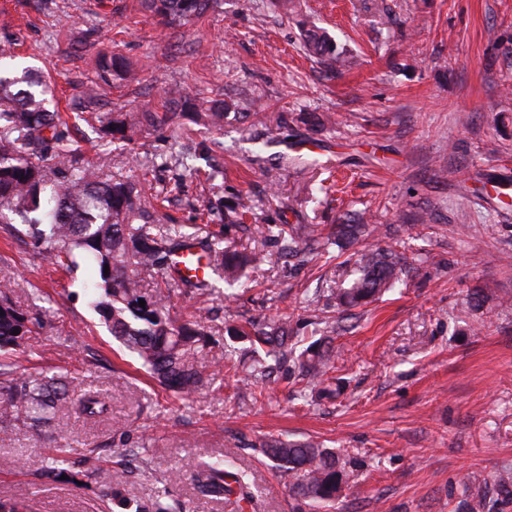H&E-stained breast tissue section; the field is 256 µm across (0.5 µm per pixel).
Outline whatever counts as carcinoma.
<instances>
[{
  "label": "carcinoma",
  "instance_id": "obj_1",
  "mask_svg": "<svg viewBox=\"0 0 512 512\" xmlns=\"http://www.w3.org/2000/svg\"><path fill=\"white\" fill-rule=\"evenodd\" d=\"M218 0H141L142 8L168 23H185L203 15ZM307 42L321 58L333 57L334 49L325 36L307 31ZM99 76L126 71L117 56L98 61ZM53 88L37 74H0V224H19L21 233L35 244L45 246L44 259L52 266L74 269L76 255L91 258L97 265L99 293L94 300L112 336L136 354L153 378L179 396H192L213 380L214 374L199 354L209 345L203 326L197 321L182 322L172 314L170 290L142 286L146 277L163 275L188 288L206 289V280L192 282L177 275L172 266L175 252L185 247L197 249L209 270L224 280V298L237 296L249 269L261 257L255 251L224 245L222 232L204 238L176 233L165 224H156L136 207L135 187L125 182L101 179L95 171L81 166L71 148L70 127L59 112L50 109ZM229 104L217 102L204 113V120L215 128L224 126ZM175 112H108L96 116L101 131L114 140L127 142L136 130L172 123ZM62 159L55 179L47 178L40 164L48 154ZM271 237L280 244L283 255L300 262L321 248L313 224H273ZM371 231L366 224H339L336 236L350 244L361 243L357 260L358 276L346 287L336 289V300L346 308H356L401 280L403 257L381 250L365 240ZM145 306H139V300ZM33 325L30 312L0 296V427H28L36 433L59 430L58 412L71 409L89 419L106 415L111 406L104 396L84 390L58 375L20 369L13 353L25 345ZM18 334H13V331ZM237 334L251 337L253 360L250 377L266 375L265 358L288 348V323L267 319L248 322ZM331 347L315 344L301 353L300 373L331 392L325 375L334 367ZM262 453L288 473L289 493L300 506L326 508L349 488L348 468L352 461L334 449L309 440L272 439ZM76 462L65 448H57L42 477L59 480L65 475L76 481ZM127 470L113 469L112 500L123 504L120 487ZM191 476L200 494L222 498L234 491L249 500L250 483L229 459L196 464ZM512 506V476L494 480L493 489H479L464 500V512H505Z\"/></svg>",
  "mask_w": 512,
  "mask_h": 512
}]
</instances>
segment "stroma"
<instances>
[{
  "label": "stroma",
  "mask_w": 512,
  "mask_h": 512,
  "mask_svg": "<svg viewBox=\"0 0 512 512\" xmlns=\"http://www.w3.org/2000/svg\"><path fill=\"white\" fill-rule=\"evenodd\" d=\"M307 25L353 66L332 72L310 56ZM0 45L13 49L0 68L50 78L79 127L73 149L105 179L134 184L158 223L197 229L211 201L243 198L252 232L228 239L265 257L238 300L225 301L215 276L203 295L173 288L177 314L200 317L216 342L214 382L183 400L104 327L91 305V261L54 269L0 224V283L22 308L39 299L48 310L21 368L74 377L112 406L96 420L66 415L43 440L0 428V498L33 512H136L160 496L173 512H293L287 478L259 452L288 435L355 460L336 512H459L472 477L490 484L512 471V0H298L288 15L272 0H220L184 25L161 22L139 0H0ZM112 54L135 64L137 80L99 82L97 63ZM91 84L98 102L84 110ZM175 87L235 100L251 118L226 120L219 134L185 116L129 144L88 123L121 108L162 111ZM301 112L333 124L277 130L278 117ZM356 213L410 271L379 300L342 313L336 290L356 276L353 248L332 245L295 267L262 227L316 224L326 234ZM276 316L306 345L335 318L342 396L301 398L290 362L250 385L225 368V347L250 345L232 328ZM56 445L77 460L100 448L81 485L39 479ZM124 454L133 473L120 508L107 491L110 461ZM216 458L248 474L254 507L198 493L190 466Z\"/></svg>",
  "instance_id": "1"
}]
</instances>
